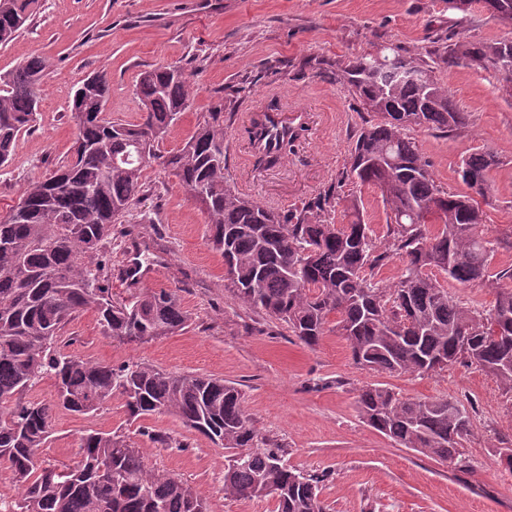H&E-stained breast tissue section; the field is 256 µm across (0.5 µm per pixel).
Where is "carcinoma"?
<instances>
[{
  "label": "carcinoma",
  "mask_w": 512,
  "mask_h": 512,
  "mask_svg": "<svg viewBox=\"0 0 512 512\" xmlns=\"http://www.w3.org/2000/svg\"><path fill=\"white\" fill-rule=\"evenodd\" d=\"M38 0H0V44L24 27ZM478 2L512 23V0ZM397 65L380 71L372 55H355L336 67L378 122L362 129L351 150L346 178L380 190L389 207L384 250L360 219L333 224L322 217L330 197L314 198L285 218L232 189L226 176L221 113L211 112L185 145L158 152L193 91L182 70L156 66L141 73L136 95L147 112L136 124L112 122L97 108L107 101L105 71L75 90V138L70 161L28 183L16 205L0 218V464L22 488L0 512H210L203 496L180 476L148 466L128 435L91 430L79 438V460L58 469L38 464L61 409L90 415L119 393L132 420L177 416L189 429L230 451L224 496L273 497L277 512H325L321 478L291 470L285 449L269 443L244 409L233 383L200 374H175L138 362L100 363L57 350L60 331L76 314L92 310L103 334L141 344L188 326L191 317L176 296L150 290L130 302L112 300L106 245L131 231L117 221L144 198V167L154 161L196 191L210 227V243L224 256V291L241 305L284 324L304 345L321 340L330 316L354 362L370 370L429 373L452 364L474 365L512 393V268L490 273L494 255L484 233L493 151L463 160L466 191L450 192L434 180L429 162L408 131L442 133L467 125L448 91L418 57L390 46ZM512 57V41L461 43L440 58L443 66L499 70ZM47 64L32 57L0 74V166L20 135L35 122ZM288 140L258 147L256 163L271 165L287 153ZM441 227L433 231L430 220ZM407 264L389 285L374 279L390 253ZM472 284H500L488 309L457 303L429 271ZM45 377L55 381L51 402L22 400ZM365 422L395 443L424 456L448 460L472 429L465 406L446 399H403L370 386L358 398ZM248 452L239 463L235 457Z\"/></svg>",
  "instance_id": "carcinoma-1"
}]
</instances>
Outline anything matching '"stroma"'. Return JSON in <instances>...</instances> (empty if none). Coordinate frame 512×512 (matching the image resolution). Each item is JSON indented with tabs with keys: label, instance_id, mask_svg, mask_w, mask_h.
Masks as SVG:
<instances>
[{
	"label": "stroma",
	"instance_id": "35a3bbf8",
	"mask_svg": "<svg viewBox=\"0 0 512 512\" xmlns=\"http://www.w3.org/2000/svg\"><path fill=\"white\" fill-rule=\"evenodd\" d=\"M495 40H512V24L477 2L463 13L449 8L448 0H41L30 24L0 44V74L34 56L48 64L36 122L0 167V216L30 181L70 160L75 126L69 105L82 79L107 71L106 117L134 123L142 112L135 94L141 73L174 65L188 76L194 102L160 143L161 153L181 149L208 113H223L227 175L235 190L284 215L331 191L337 203L330 216L338 224L350 221L349 201L357 199L376 245H384L387 208L379 190L341 179L373 115L337 82V64L388 43L429 63L448 45ZM434 75L467 113L468 124L448 133L418 128L412 136L437 184L455 192L463 188V159L486 148L496 153L485 227L496 243L492 271L511 267L512 93L491 69L459 66ZM270 104L307 111L309 119L284 159L259 166L250 119ZM143 179L144 201L121 225L151 247L137 257V284L113 277L112 295L122 299L163 288L177 295L191 321L173 335L129 346L103 335L89 310L65 326L61 352L238 384L260 434L287 448L285 463L322 476L319 497L328 512H512V469L498 454L512 448L511 393L475 366L456 364L425 375L363 369L331 323L318 345L301 344L285 324L225 292L224 258L209 245L205 216L179 179L154 164ZM370 385L409 399L464 405L472 420V434L463 442L467 467L399 446L370 427L357 408L361 390ZM142 425L170 436L174 447L138 437ZM88 429L137 436L149 466L187 480L211 512L276 510L271 497L225 496L223 448L170 414L130 420L118 394L89 416L57 412L40 463L74 465L79 437Z\"/></svg>",
	"mask_w": 512,
	"mask_h": 512
}]
</instances>
